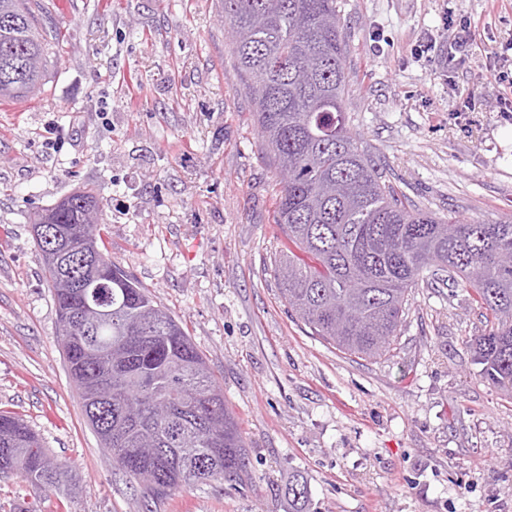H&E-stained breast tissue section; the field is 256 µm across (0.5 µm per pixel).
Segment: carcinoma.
<instances>
[{"label": "carcinoma", "mask_w": 512, "mask_h": 512, "mask_svg": "<svg viewBox=\"0 0 512 512\" xmlns=\"http://www.w3.org/2000/svg\"><path fill=\"white\" fill-rule=\"evenodd\" d=\"M33 0H0V102H21L43 85L47 34ZM233 26L229 52L248 80L255 124L281 176L274 218L286 244L274 255L282 298L311 333L340 352L377 361L391 353L412 290L448 283L470 290L486 329L467 341L492 387L512 399V218L463 224L406 206L351 131L350 83L340 0H224ZM92 194L78 192L31 217L37 247L50 244L63 266L44 262L58 334L84 414L102 446L130 477L144 473L143 499L195 484L249 478L247 450L224 390L187 329L103 246ZM98 256L97 300L112 321L83 307L78 281L92 275L85 239ZM168 400L156 419L154 396ZM0 471L57 487L67 466L53 460L20 419L0 414ZM292 512H308L305 481L288 485Z\"/></svg>", "instance_id": "carcinoma-1"}]
</instances>
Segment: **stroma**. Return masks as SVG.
Segmentation results:
<instances>
[{
	"label": "stroma",
	"mask_w": 512,
	"mask_h": 512,
	"mask_svg": "<svg viewBox=\"0 0 512 512\" xmlns=\"http://www.w3.org/2000/svg\"><path fill=\"white\" fill-rule=\"evenodd\" d=\"M68 44L41 97L0 104V413L68 466L56 488L0 475V512H133L138 482L84 416L29 216L92 188L113 260L179 317L248 449L250 478L151 512H512V401L466 348L485 320L460 287L415 289L399 345L356 359L292 319L271 259L278 189L228 51L222 0H42ZM477 25L448 61L446 14ZM350 125L415 208L512 217V0H341ZM425 53H418V46Z\"/></svg>",
	"instance_id": "1"
}]
</instances>
